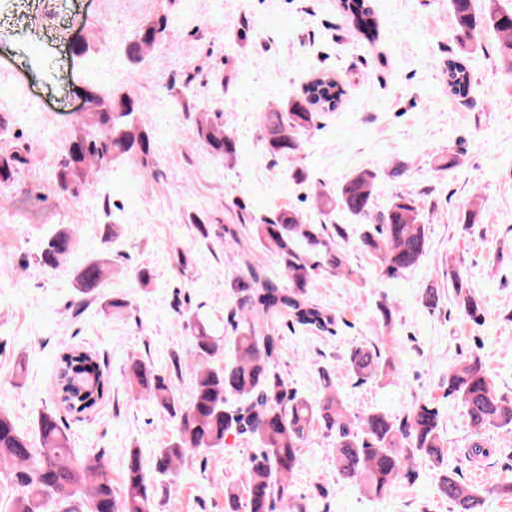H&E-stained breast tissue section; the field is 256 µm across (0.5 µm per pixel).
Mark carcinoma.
Segmentation results:
<instances>
[{"mask_svg":"<svg viewBox=\"0 0 512 512\" xmlns=\"http://www.w3.org/2000/svg\"><path fill=\"white\" fill-rule=\"evenodd\" d=\"M457 29L471 37L478 28L493 31L499 43L501 64L512 71V10L499 0H487L477 11L474 0H448ZM351 18L353 33H375L377 19L369 0H341ZM158 29L147 23L136 30L126 46L129 63L142 61L157 40ZM448 91L464 97L471 86L467 68L448 60ZM345 91L329 72H318L288 101L286 107L265 113L261 120L266 152L291 161L300 150L301 134L310 131L322 112L336 110ZM86 130L73 141L58 171V182L78 195L80 182L92 161L105 164L125 158L143 168L152 166V135L140 118L143 107L118 89L90 87L86 96ZM197 139L214 155L232 160L236 144L224 123L208 114L197 121ZM18 152L0 154V185L11 184L17 175ZM378 174L362 170L344 179L334 193L321 192L318 203L328 209L340 207L366 222L360 238L362 249L371 255L390 278H398L426 255L428 225L417 199L397 193L387 208L373 215ZM254 238L275 255L283 268V279L262 277L259 269L243 257L247 274L229 285L235 309L229 318L236 357L224 358V337L216 334L207 317L197 314L192 321L191 355L195 360L190 403L183 407L166 377L146 361L133 358L126 369L132 389L145 395L161 411L179 419L177 436L160 449L153 467L130 453L121 489L112 486L102 457L78 460L70 437L52 413L41 417L37 436L21 434L9 413L0 410V466L8 469L6 479L19 487L7 512H153L155 488L151 471L162 474L176 467L189 453L224 447L226 439L246 437L258 444L247 462L246 512H306L292 489L290 478L300 462V451L316 425L336 438V468L372 497L380 498L400 480L414 472L418 460H428L441 469L440 491L456 512H482L483 497L448 471L446 440L440 411L431 399L414 403L400 421L384 412H369L358 424L349 419L337 399L333 374H323L324 394L316 400L297 397L288 390L276 370L279 330L291 322L310 331H323L336 322L331 310L314 301L317 271L330 270L350 279L359 270L347 252L331 241L324 224H303L297 213L282 210L269 220L253 225ZM72 236L65 231L52 234L38 264L56 270L72 249ZM107 260L85 265L77 276V291L90 294L100 287ZM448 281L456 288L457 308L473 321L481 318V304L463 291L460 272L448 270ZM346 370L358 378L396 371L395 354L379 346L361 345L349 356ZM108 388L105 372L95 357L78 347H67L55 371V395L60 405L76 414L89 413L104 398ZM448 396L467 409L475 441L464 460L476 462L490 456L481 434L485 430L512 432V399L500 396L489 382L481 357L473 354L460 367L448 370Z\"/></svg>","mask_w":512,"mask_h":512,"instance_id":"1","label":"carcinoma"}]
</instances>
